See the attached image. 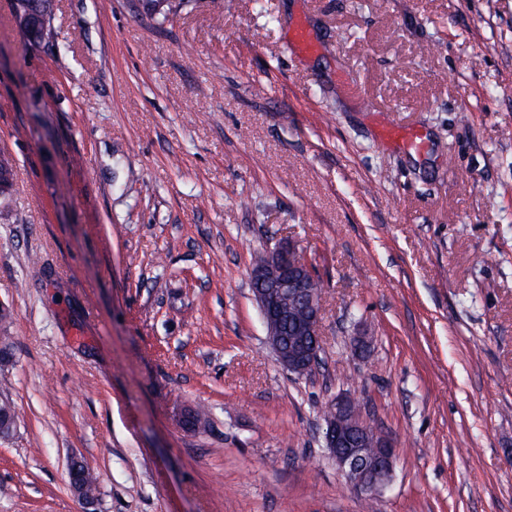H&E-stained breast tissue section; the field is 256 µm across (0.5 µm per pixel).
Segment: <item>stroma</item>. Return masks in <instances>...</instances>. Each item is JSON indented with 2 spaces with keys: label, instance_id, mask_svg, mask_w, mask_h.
Instances as JSON below:
<instances>
[{
  "label": "stroma",
  "instance_id": "obj_1",
  "mask_svg": "<svg viewBox=\"0 0 512 512\" xmlns=\"http://www.w3.org/2000/svg\"><path fill=\"white\" fill-rule=\"evenodd\" d=\"M100 2L33 49L0 0V512H81L75 459L96 512H368L342 394L394 444L369 512H512V0ZM280 243L322 281L305 376L251 295ZM323 435L336 467L357 492L377 496L388 484L394 466L390 440L363 417L348 395L328 406Z\"/></svg>",
  "mask_w": 512,
  "mask_h": 512
}]
</instances>
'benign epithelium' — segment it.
Wrapping results in <instances>:
<instances>
[{"label":"benign epithelium","mask_w":512,"mask_h":512,"mask_svg":"<svg viewBox=\"0 0 512 512\" xmlns=\"http://www.w3.org/2000/svg\"><path fill=\"white\" fill-rule=\"evenodd\" d=\"M250 282L277 361L293 374L312 373L318 366L321 347L322 303L311 267L296 259L294 246L277 245L255 263ZM285 300L303 310V316L296 320L298 341L290 346L282 338L283 325L288 321ZM323 435L337 469L353 489L372 497L384 489L393 471V445L366 421L352 397L341 395L329 404ZM68 477L71 491L82 500L84 509L92 507L93 502L83 499L80 463L71 464Z\"/></svg>","instance_id":"benign-epithelium-1"}]
</instances>
